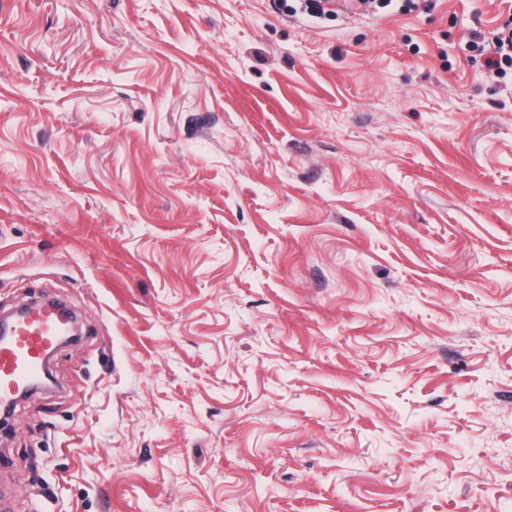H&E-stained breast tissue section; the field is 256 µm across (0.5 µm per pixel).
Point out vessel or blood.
<instances>
[{"label": "vessel or blood", "mask_w": 512, "mask_h": 512, "mask_svg": "<svg viewBox=\"0 0 512 512\" xmlns=\"http://www.w3.org/2000/svg\"><path fill=\"white\" fill-rule=\"evenodd\" d=\"M72 324L69 312L52 302L0 321V409H11L42 376L48 354Z\"/></svg>", "instance_id": "1"}]
</instances>
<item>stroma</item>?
Returning a JSON list of instances; mask_svg holds the SVG:
<instances>
[{
  "instance_id": "stroma-1",
  "label": "stroma",
  "mask_w": 512,
  "mask_h": 512,
  "mask_svg": "<svg viewBox=\"0 0 512 512\" xmlns=\"http://www.w3.org/2000/svg\"><path fill=\"white\" fill-rule=\"evenodd\" d=\"M507 15L0 0V512H512ZM489 71L504 72L512 68V15L493 32V38L483 47ZM28 308L3 320L0 340V409L10 410L42 376L47 356L73 325V317L56 303Z\"/></svg>"
}]
</instances>
